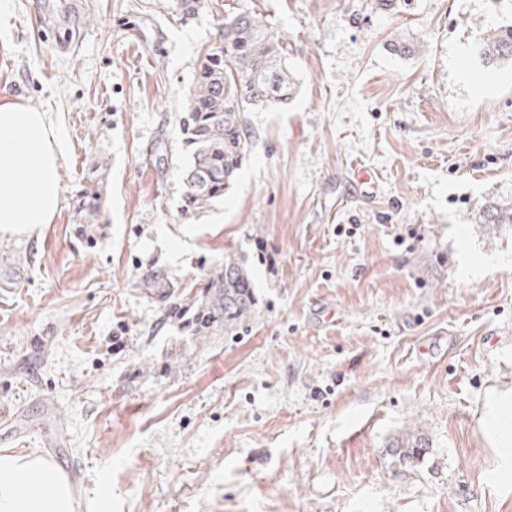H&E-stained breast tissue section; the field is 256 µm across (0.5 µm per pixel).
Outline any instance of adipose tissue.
I'll return each instance as SVG.
<instances>
[{"instance_id": "adipose-tissue-1", "label": "adipose tissue", "mask_w": 512, "mask_h": 512, "mask_svg": "<svg viewBox=\"0 0 512 512\" xmlns=\"http://www.w3.org/2000/svg\"><path fill=\"white\" fill-rule=\"evenodd\" d=\"M62 143L47 113L0 98V233L31 235L59 211ZM484 425L497 455L496 479L512 485V393L487 401ZM0 512H76L68 478L37 453L0 452Z\"/></svg>"}]
</instances>
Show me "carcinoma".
<instances>
[{"mask_svg":"<svg viewBox=\"0 0 512 512\" xmlns=\"http://www.w3.org/2000/svg\"><path fill=\"white\" fill-rule=\"evenodd\" d=\"M221 41L201 60L181 129L189 162L184 169L183 214L192 215L224 196L248 149L245 113L284 104L295 82L280 40L253 10L231 12L220 26ZM488 66L512 65V24L489 30L473 45ZM101 195L86 190L78 210L100 211ZM477 221L490 229L512 228V200H490ZM257 299L245 260L233 252L210 271L205 290L186 307L187 328L207 338L235 332L256 315ZM429 438L412 431L389 447L393 463H419L430 453Z\"/></svg>","mask_w":512,"mask_h":512,"instance_id":"cac0c4a2","label":"carcinoma"}]
</instances>
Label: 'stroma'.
<instances>
[{
	"instance_id": "obj_1",
	"label": "stroma",
	"mask_w": 512,
	"mask_h": 512,
	"mask_svg": "<svg viewBox=\"0 0 512 512\" xmlns=\"http://www.w3.org/2000/svg\"><path fill=\"white\" fill-rule=\"evenodd\" d=\"M247 8L296 92L247 113L236 180L186 218L181 113ZM494 21L512 0H88L64 54L36 0H8L0 97L48 112L64 160L53 222L0 235V450L71 459L80 512H512L482 429L512 391V231L475 221L512 198V65L471 52ZM228 251L258 313L203 341L174 306ZM413 428L431 455L394 464Z\"/></svg>"
}]
</instances>
